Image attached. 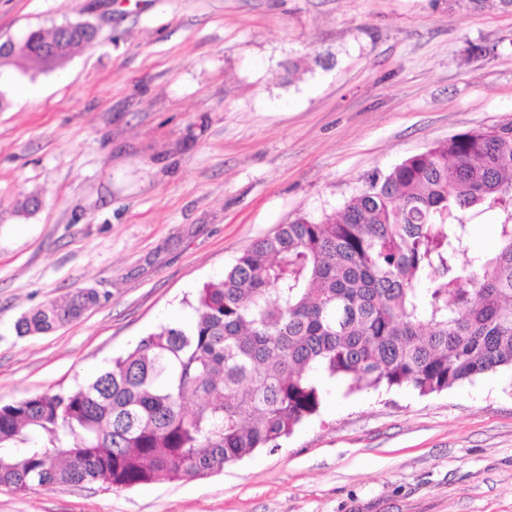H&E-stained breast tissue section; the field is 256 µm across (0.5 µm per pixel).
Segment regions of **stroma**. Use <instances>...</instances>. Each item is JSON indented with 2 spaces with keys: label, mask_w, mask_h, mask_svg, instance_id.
Here are the masks:
<instances>
[{
  "label": "stroma",
  "mask_w": 512,
  "mask_h": 512,
  "mask_svg": "<svg viewBox=\"0 0 512 512\" xmlns=\"http://www.w3.org/2000/svg\"><path fill=\"white\" fill-rule=\"evenodd\" d=\"M96 26L0 110V405L73 389L253 240L434 143L512 122V11L469 0H0V44ZM37 196L42 206L19 212ZM101 300L54 332L25 311ZM0 512H512V371L428 396L331 383L206 479L17 493ZM100 301L94 289H78L23 313L15 323L18 336L48 334L78 320Z\"/></svg>",
  "instance_id": "1"
}]
</instances>
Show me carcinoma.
Returning <instances> with one entry per match:
<instances>
[{
  "label": "carcinoma",
  "mask_w": 512,
  "mask_h": 512,
  "mask_svg": "<svg viewBox=\"0 0 512 512\" xmlns=\"http://www.w3.org/2000/svg\"><path fill=\"white\" fill-rule=\"evenodd\" d=\"M95 36L87 23L33 31L15 60L53 69ZM473 212L499 217L483 255ZM99 301L49 300L16 334L54 332ZM191 308L77 388L0 405V486L200 480L279 447L318 413L320 376L426 396L512 370V124L437 142L339 211L280 225Z\"/></svg>",
  "instance_id": "cac0c4a2"
}]
</instances>
